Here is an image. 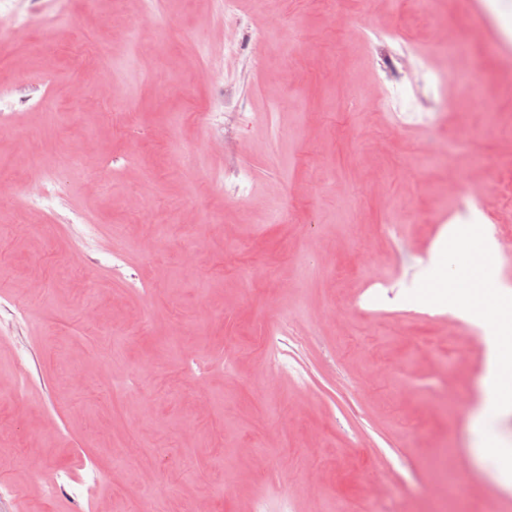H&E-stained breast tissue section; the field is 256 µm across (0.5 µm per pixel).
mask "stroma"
Segmentation results:
<instances>
[{
  "instance_id": "35a3bbf8",
  "label": "stroma",
  "mask_w": 512,
  "mask_h": 512,
  "mask_svg": "<svg viewBox=\"0 0 512 512\" xmlns=\"http://www.w3.org/2000/svg\"><path fill=\"white\" fill-rule=\"evenodd\" d=\"M222 2L0 0V512H512V409L479 419L488 347L439 280L487 236L512 282V0H246L240 23ZM452 180L488 216L449 253Z\"/></svg>"
}]
</instances>
